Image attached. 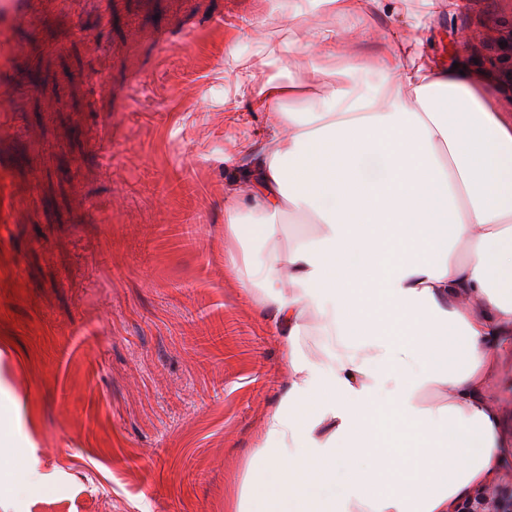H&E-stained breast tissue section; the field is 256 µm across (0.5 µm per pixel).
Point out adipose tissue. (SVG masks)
Masks as SVG:
<instances>
[{
  "label": "adipose tissue",
  "mask_w": 512,
  "mask_h": 512,
  "mask_svg": "<svg viewBox=\"0 0 512 512\" xmlns=\"http://www.w3.org/2000/svg\"><path fill=\"white\" fill-rule=\"evenodd\" d=\"M364 24L405 0H317ZM271 72L226 111H276L224 200L232 271L274 321L288 387L265 415L230 512H448L500 465L512 432L490 397L512 335V117L412 36L348 79ZM375 66L380 83L355 76ZM291 109H283V102ZM288 214L316 225L281 250ZM322 354L304 345L309 331ZM437 395L423 404L424 391Z\"/></svg>",
  "instance_id": "obj_1"
}]
</instances>
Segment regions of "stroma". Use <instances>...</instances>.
I'll return each mask as SVG.
<instances>
[{
  "label": "stroma",
  "instance_id": "stroma-1",
  "mask_svg": "<svg viewBox=\"0 0 512 512\" xmlns=\"http://www.w3.org/2000/svg\"><path fill=\"white\" fill-rule=\"evenodd\" d=\"M236 27L210 26L213 16ZM336 32V52H303L326 82L344 55L374 58L411 34L377 10L361 27L312 0H96L59 14L43 0L20 22L0 137V512H225L266 412L288 386L274 324L231 272L224 193L274 121L228 112L236 77L263 75L265 45L291 16ZM512 0H469L420 34L464 66L497 111L512 95L450 40L467 27L493 53ZM178 28L187 43L170 41Z\"/></svg>",
  "mask_w": 512,
  "mask_h": 512
}]
</instances>
